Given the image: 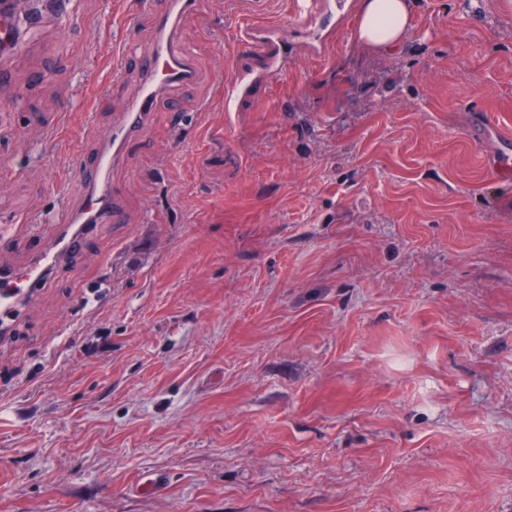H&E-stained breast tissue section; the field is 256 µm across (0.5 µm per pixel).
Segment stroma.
Here are the masks:
<instances>
[{
	"instance_id": "stroma-1",
	"label": "stroma",
	"mask_w": 512,
	"mask_h": 512,
	"mask_svg": "<svg viewBox=\"0 0 512 512\" xmlns=\"http://www.w3.org/2000/svg\"><path fill=\"white\" fill-rule=\"evenodd\" d=\"M111 2L0 58V218L74 197L87 115L136 99L112 46L150 21ZM310 37L296 0L179 15L196 79L112 170L125 223L0 342V512H512V0H413L393 52Z\"/></svg>"
}]
</instances>
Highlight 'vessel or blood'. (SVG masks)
Wrapping results in <instances>:
<instances>
[{"label": "vessel or blood", "instance_id": "b4317fda", "mask_svg": "<svg viewBox=\"0 0 512 512\" xmlns=\"http://www.w3.org/2000/svg\"><path fill=\"white\" fill-rule=\"evenodd\" d=\"M183 6V0H143V11L153 17V30L150 47L141 59V95L109 129H99L96 121H88L85 132L97 140L98 153L93 161L75 163L78 205L62 203L53 219L57 234L25 268L0 265V327H12L19 304L32 297L58 257L74 250L92 225L124 222V192L110 177L112 165L122 151L141 140L160 91L189 82L192 77L172 42L176 16Z\"/></svg>", "mask_w": 512, "mask_h": 512}]
</instances>
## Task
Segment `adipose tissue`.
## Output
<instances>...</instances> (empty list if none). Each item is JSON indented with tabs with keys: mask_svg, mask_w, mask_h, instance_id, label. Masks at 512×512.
<instances>
[{
	"mask_svg": "<svg viewBox=\"0 0 512 512\" xmlns=\"http://www.w3.org/2000/svg\"><path fill=\"white\" fill-rule=\"evenodd\" d=\"M412 13V0H361L358 38L384 51L400 47Z\"/></svg>",
	"mask_w": 512,
	"mask_h": 512,
	"instance_id": "ef3b65f1",
	"label": "adipose tissue"
}]
</instances>
